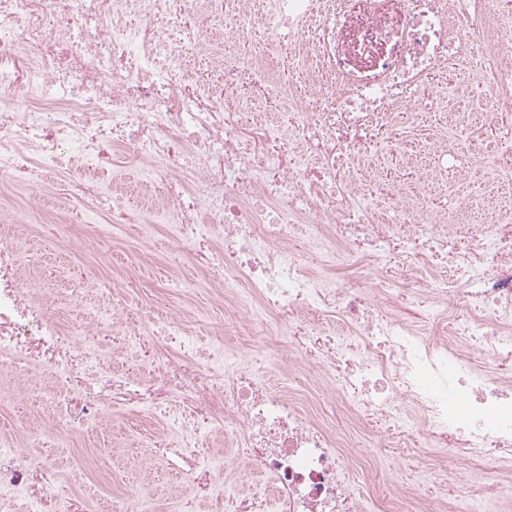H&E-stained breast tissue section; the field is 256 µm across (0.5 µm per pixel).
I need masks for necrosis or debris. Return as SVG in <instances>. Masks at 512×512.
Instances as JSON below:
<instances>
[{
    "instance_id": "obj_1",
    "label": "necrosis or debris",
    "mask_w": 512,
    "mask_h": 512,
    "mask_svg": "<svg viewBox=\"0 0 512 512\" xmlns=\"http://www.w3.org/2000/svg\"><path fill=\"white\" fill-rule=\"evenodd\" d=\"M0 0V183L41 185L55 166L89 159L100 170L116 153L158 163L153 191L173 213L179 251L224 291V309L244 320L258 344L278 337L290 360L325 375L341 397L348 427L320 419L316 398L300 405L287 384L270 386L228 355L224 368H200L194 339L155 311L129 310L119 286H102L95 319L63 325L50 304L62 290L29 277L44 262L23 253L0 200V372L41 373L33 393L53 413L30 442L105 421L129 405L167 418L178 410L179 443L221 431L251 470L268 477L274 512H512V225L441 230L436 215L401 205L399 184L385 210L372 207L354 174L371 133L390 130L412 90L443 69L457 49L469 63L470 30L453 24L445 0H407L404 17L368 14L357 43L341 19L346 0H269L266 12L236 0L228 15L235 43L264 32L254 69L270 90L268 112L249 130L225 111L241 61L211 59L205 85L184 79L179 58L202 52L222 0ZM173 62H157L159 48ZM296 77L315 78L314 105L273 75L283 49ZM30 89L15 104L11 92ZM70 199L98 213L79 240L56 227V241L95 248L139 223L117 195L71 179ZM311 233L298 243L294 229ZM356 267L357 279L314 275L308 255ZM381 285L371 296L367 285ZM465 304H457L458 296ZM149 343L150 377L92 369L105 329ZM410 448L379 475L388 495L357 492L364 473L351 449ZM467 463L466 486L455 468ZM233 460L190 469L213 512H260L240 494ZM47 503L46 470L0 465V485Z\"/></svg>"
}]
</instances>
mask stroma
<instances>
[{
  "label": "stroma",
  "instance_id": "stroma-1",
  "mask_svg": "<svg viewBox=\"0 0 512 512\" xmlns=\"http://www.w3.org/2000/svg\"><path fill=\"white\" fill-rule=\"evenodd\" d=\"M497 72L494 59L470 72L464 68L446 69L424 80L430 96L443 87L458 86L448 102L425 107L415 101L397 136L406 146L399 153L386 143H374L366 170L372 191H380L386 176L401 177L405 200L410 207L428 204L434 210H447L455 224H475L483 209H497L503 219L512 222V112L497 109ZM458 139L466 153L463 169L441 174L433 169V154L444 138ZM70 171L52 172L41 196L20 189L22 209L17 215V229L24 247L41 248L51 241V226L56 219L72 218L73 235L84 232L83 217H70L66 182ZM103 190L114 187L130 190L129 201L138 204L135 189L152 179L149 166L124 158L112 170L98 173ZM173 218L169 211L150 209L144 223L132 224L124 237L108 240L97 247L95 257L74 258L53 251L45 265L59 282H66L69 267L81 262L90 271L105 269L108 279L120 282L129 269H137L140 287L126 290L129 307L138 310L155 301L170 304L180 312L187 331L197 347L196 360L210 366L225 349L234 348L244 355L251 371L271 385H278L283 362L276 347L254 351L253 338L239 323L226 319L222 307L212 305L205 288L198 285L193 265L176 262L177 250L172 234ZM149 234L153 256L142 262L138 241ZM25 384L15 378H0V435L25 434L50 413L45 406L20 407L14 397ZM224 436L212 432L198 442L191 455L170 454L156 458L151 448H121L112 444L108 425L88 427L76 432L63 431L32 448L23 459L29 467H42L51 474V492L58 495L64 512H106L110 498L137 488L148 512H211L205 492L191 490L185 473L191 458L199 457L213 466L224 463L218 450Z\"/></svg>",
  "mask_w": 512,
  "mask_h": 512
}]
</instances>
